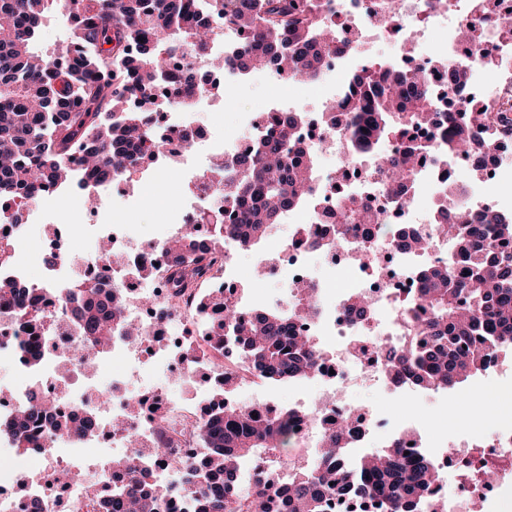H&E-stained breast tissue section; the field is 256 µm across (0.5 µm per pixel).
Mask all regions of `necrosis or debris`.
<instances>
[{"label": "necrosis or debris", "instance_id": "4bbe7bcc", "mask_svg": "<svg viewBox=\"0 0 512 512\" xmlns=\"http://www.w3.org/2000/svg\"><path fill=\"white\" fill-rule=\"evenodd\" d=\"M393 9H385V0H329L327 18L336 27L346 52L331 55L324 78L316 83L317 106L307 113L297 135L316 152L318 181L315 193L300 208L283 218L291 233L282 237L270 233L259 261L258 272L280 278L289 294L299 286L314 288L317 297L315 315L295 320L296 329L305 330L321 349L322 356L308 383L315 394L300 406L294 433L296 442L322 439L335 433L341 418L352 425L348 445L365 447L369 436L383 422L379 409L361 410L352 404L348 388L361 378L377 380L386 390L400 393L410 388L411 379L394 380L386 368L380 350L390 342L403 341L405 332L399 300L417 296L423 286L422 271L447 257V239L433 236L424 248L413 252L398 247V240L416 231L428 230L451 188L465 189L464 206L472 212L494 211L512 217L501 196L490 185L512 177V0H502L496 18L504 33L484 34L476 43L461 41L460 29L480 25L482 16L477 0H448L442 11L431 10L427 0H392ZM391 44L392 63L403 69H425L440 105L448 106L456 120H463L467 107H485L489 119L482 139L489 147V161L477 170L474 181L461 183L458 174L472 168L469 157L457 155L438 163L420 165L413 182L408 183L403 201L387 196L388 175L381 155L362 157L354 154L331 103L340 101L348 88V74L359 54L378 41ZM470 63V79L458 92L447 93L444 81L446 62ZM167 81L155 84L149 100L130 98L128 105L149 111V133L166 140L167 150L157 160L156 169L182 168L186 158L205 146L212 149L213 162L203 174L187 175L188 200L176 203L172 225L197 224L196 216L214 200L212 187L223 181L217 161L233 163L254 151L264 138L275 135V119L283 112L269 101L247 118L251 135L246 139L227 138L200 128L183 113L169 106ZM82 186L99 200L91 210L98 223L93 233H84L80 225L57 217L46 233L42 252L56 253L58 261L42 265L32 275L28 226L42 223L49 212L47 198L30 204L29 224L10 221V207L0 208V234L15 247L12 265L1 268L8 278H35L40 317L36 331L41 337L38 348L43 364L31 369L18 346L27 336L16 309L0 299V361L14 369V380L5 386L0 398V421L10 419L26 402L31 385H39L50 401L51 418L83 416L89 409L102 408L109 423L97 424L86 436L55 437L43 447L14 457L0 465V512H18L15 487H23L27 497L38 500L42 512H97L96 501L109 497L117 480L111 470L99 465L101 448L124 449L126 455L141 458L144 448L164 443L167 455L149 460L151 481L171 478L176 461L192 463L205 456L196 436L198 424L213 410L204 403L203 392L226 391L237 398L240 392L258 390L263 382L238 357L233 346L215 345L208 327L221 320L224 311L219 297H227L237 308L242 321H249L255 309L252 298L237 287V267L232 255H225L191 287L177 289L168 281V262L164 243L158 239L132 240L123 224L105 223L106 209L113 194L125 193L124 178L105 184L81 176ZM359 199L377 216L371 229L348 225L337 227L336 214L350 198ZM204 240H212L215 227L197 224ZM82 238L84 246L73 250L69 243ZM110 240L120 256L101 272L97 258L100 240ZM323 262L330 275L318 274L315 262ZM103 280L105 285L121 289L127 300V315L139 327L140 336L129 340L116 337L111 356H90L73 364L64 355L77 339L70 320V308L62 304L58 291L76 284ZM369 296L371 310L363 316L346 314L351 295ZM159 358L174 359L180 365L176 378H162L147 393L137 389L142 377L134 364L146 352ZM164 429H157V419ZM88 459L90 473H76L64 492H57L55 472L69 468L71 456ZM436 490L447 501L446 512H490L494 505L489 487L512 488V428L496 430L492 440L467 435L451 441L438 463Z\"/></svg>", "mask_w": 512, "mask_h": 512}]
</instances>
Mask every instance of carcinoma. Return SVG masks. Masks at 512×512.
<instances>
[{
  "label": "carcinoma",
  "instance_id": "1",
  "mask_svg": "<svg viewBox=\"0 0 512 512\" xmlns=\"http://www.w3.org/2000/svg\"><path fill=\"white\" fill-rule=\"evenodd\" d=\"M313 0H0V204L19 200L17 208L36 201L49 188L65 191L76 174L63 165L74 148L84 146L82 164L97 182L121 177L146 158L164 153L166 143L151 138L143 113L126 106V95L148 97L156 81L169 82L172 100L182 109L207 94L186 73L171 68V53L181 49L195 56L211 52L213 33L206 21L215 13L239 30L247 48L223 57V70L246 75L272 61L301 82L322 78L325 60L339 52L334 27L320 20ZM73 12L71 37L52 51L38 50L49 11ZM89 47L85 59L62 64L54 58L74 48ZM346 110L351 148L374 153L380 142L403 139L427 124L435 139L421 140L402 155L385 157L397 196L416 175V160L443 153L471 152L482 161L480 144L485 111L471 108L462 124L448 125L449 115L434 98L428 77L386 63L354 74L350 91L339 103ZM304 111L278 120L274 137L256 152L241 156L224 173L216 195L224 209L205 210L201 224H218L223 239L250 248L260 243L282 215L313 191L311 161L296 137ZM240 209L237 224L224 223V211ZM342 223L371 226L375 216L356 205L340 213ZM448 238V262L423 274L425 288L414 300L400 303L401 317L412 338L389 346L385 357L395 379L409 377L426 390H447L485 371L483 345L512 350V219L497 213L455 212L436 225ZM174 287L203 275L212 263L191 230L165 244ZM88 298L72 309L73 323L83 337L73 358L90 352L108 354L112 337L136 336L124 315V296L117 290L87 287ZM0 294L11 296L17 315L26 319L36 303L35 289L0 278ZM224 318L210 325L219 342L233 334L255 372L276 384L305 377L320 355L307 336L285 335L288 314L261 310L250 327L237 325L234 306L222 303ZM198 431L208 449L204 461L180 464L167 485H151L141 463L112 458V468L126 475L106 512H160L171 490L188 492L194 512H324L328 497H370L382 512H424L431 500L436 460L425 450L405 452L393 443L356 459L346 450L350 431L344 421L328 439V447L307 467L290 466L285 451L293 438L290 412L276 417L252 413L220 400ZM42 398L9 421L0 434L19 451L40 444L29 429L42 421ZM97 423L96 412L80 420L54 423L52 434L83 436Z\"/></svg>",
  "mask_w": 512,
  "mask_h": 512
}]
</instances>
